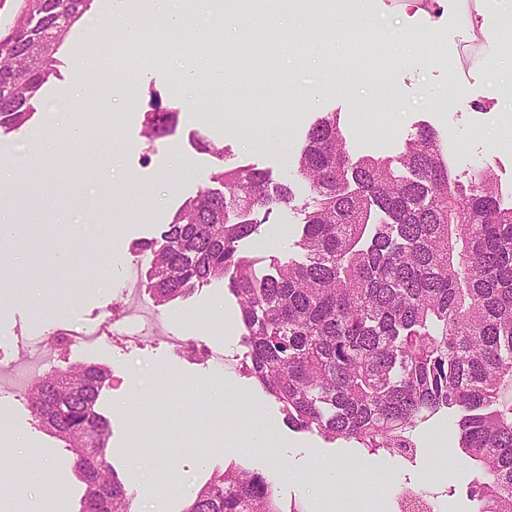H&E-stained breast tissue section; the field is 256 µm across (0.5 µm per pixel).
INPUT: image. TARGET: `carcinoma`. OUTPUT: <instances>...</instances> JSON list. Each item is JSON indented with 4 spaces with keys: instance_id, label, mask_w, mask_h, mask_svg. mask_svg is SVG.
<instances>
[{
    "instance_id": "1",
    "label": "carcinoma",
    "mask_w": 512,
    "mask_h": 512,
    "mask_svg": "<svg viewBox=\"0 0 512 512\" xmlns=\"http://www.w3.org/2000/svg\"><path fill=\"white\" fill-rule=\"evenodd\" d=\"M93 0H26L0 37V129L27 123L57 74L60 45ZM177 113L153 105L163 136ZM296 174L309 187L297 246L260 275L239 243L291 188L251 165L223 167L187 199L150 251L146 288L159 304L226 280L246 329L250 377L288 425L372 454L410 458L411 433L458 413L459 448L481 469L476 512H512V208L488 166L464 184L437 133L423 126L398 156H350L336 114L308 130ZM108 371L76 364L39 378L35 419L64 442L85 485L80 512H131L104 456L109 421L96 410ZM98 446L85 450L88 430ZM182 512H283L267 477L235 464L214 473Z\"/></svg>"
}]
</instances>
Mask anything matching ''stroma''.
<instances>
[{
  "label": "stroma",
  "instance_id": "35a3bbf8",
  "mask_svg": "<svg viewBox=\"0 0 512 512\" xmlns=\"http://www.w3.org/2000/svg\"><path fill=\"white\" fill-rule=\"evenodd\" d=\"M238 10V0H171L182 13V32L158 27L145 41L148 54L130 77L139 100L104 102L100 81L124 50L127 29L145 23L142 0H94L92 11L72 27L60 46L59 74L41 88L34 117L19 130L0 134V169L29 161L32 176L14 186L22 202L12 213L13 231L0 252L24 269L22 277L0 276V368L20 370L19 343L64 331L77 340L47 352L45 371L84 362L106 366L110 378L97 408L109 423L108 461L134 494L132 512H182L195 490L215 472L237 464L265 474L283 512H310L318 499L335 501L338 512L350 503L381 500L397 512L403 489H427L437 512H473L475 463L458 446L459 436L444 414L421 424L412 438L414 461L371 455L355 443L330 442L317 433L277 422L279 454L250 446L255 411L277 417L278 405L243 371L246 347L239 307L225 281L197 288L184 298L156 305L143 285L149 256L135 243L159 238L163 227L189 197L209 186L219 164H249L273 181L288 184L290 205L274 207L257 234L241 243L256 258L258 273L271 270L272 257L303 260L300 208L309 190L296 175L305 134L319 117L340 115L352 156H395L420 125L443 140L457 142L464 159L449 158L452 172L468 181L473 165L491 166L503 191L512 190V150L497 141L512 127V54L498 45L512 39V0H475L484 59L472 60L470 34L458 26L459 0H355L352 25L371 38L388 40L391 55L410 64L395 76L397 100L389 101L378 83L342 75V52L326 51L325 15L310 12L305 0H265L271 14L287 16L285 44L266 46L255 31L213 37L222 15L214 2ZM252 45L256 67L276 66L298 87L324 86L327 95L308 100L287 94L282 84L266 90L258 112L227 94L226 76L240 63L231 52ZM179 113L174 130L151 140L144 114L153 102ZM96 128L112 132L111 142L86 143ZM274 139H255L258 131ZM224 146V160L202 150L200 141ZM96 275L95 287L79 278ZM154 336L125 341L132 323ZM109 333L97 337L100 328ZM185 337L223 354V365L192 358L164 341ZM232 381L235 395L216 409L217 386ZM9 422L0 428V482L10 486L7 512H43L53 495L55 512H78L83 483L63 443L40 428L27 393L0 394ZM195 428L181 433V417ZM445 437L453 467L449 481H428L437 437ZM341 470L342 486L321 479L324 464ZM175 465L176 492L163 485L164 468ZM37 470L38 480L27 478Z\"/></svg>",
  "mask_w": 512,
  "mask_h": 512
}]
</instances>
